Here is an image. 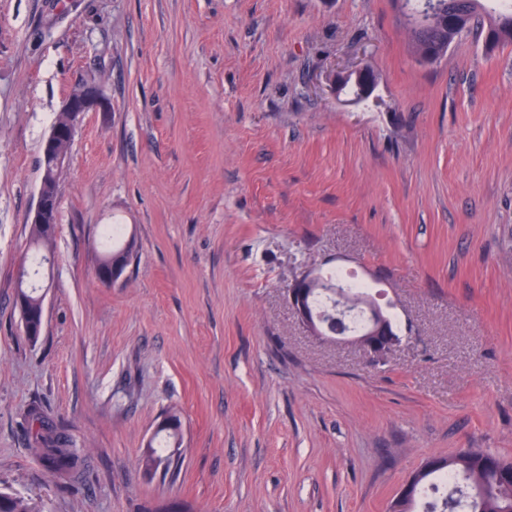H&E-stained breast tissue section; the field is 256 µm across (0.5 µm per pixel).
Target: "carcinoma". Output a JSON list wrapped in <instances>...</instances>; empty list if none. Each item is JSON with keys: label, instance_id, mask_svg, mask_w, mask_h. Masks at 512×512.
I'll return each mask as SVG.
<instances>
[{"label": "carcinoma", "instance_id": "cac0c4a2", "mask_svg": "<svg viewBox=\"0 0 512 512\" xmlns=\"http://www.w3.org/2000/svg\"><path fill=\"white\" fill-rule=\"evenodd\" d=\"M448 18L470 22L481 9L480 0H437ZM487 28L494 34L495 45L512 43V8H502L489 17ZM464 30L432 23L425 29L410 33L417 52L426 48L449 47ZM58 224L51 227L30 225V247L35 254L48 253L57 234ZM105 250L98 260L103 268L114 262H130L135 247L134 237H125L122 224H107L101 230ZM23 426L30 435L31 450L42 460L46 469L66 488L78 467L79 454L71 447L66 434L57 429L37 405L31 406L24 416ZM180 437L166 431L163 443L152 447L143 456L142 464L148 469L176 475L181 460ZM442 465L426 473L415 498L408 500L402 512H417V498L431 490L435 497L424 503L423 512H512V481L502 476V470L512 469V461L503 460L488 452L466 450L441 458ZM453 478L462 482L446 494H439L437 483ZM0 512H37L32 503L19 495L0 492Z\"/></svg>", "mask_w": 512, "mask_h": 512}]
</instances>
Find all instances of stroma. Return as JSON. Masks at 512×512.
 <instances>
[{
	"instance_id": "1",
	"label": "stroma",
	"mask_w": 512,
	"mask_h": 512,
	"mask_svg": "<svg viewBox=\"0 0 512 512\" xmlns=\"http://www.w3.org/2000/svg\"><path fill=\"white\" fill-rule=\"evenodd\" d=\"M377 76L359 101L336 85ZM83 82L37 342L16 272L42 145ZM105 224L135 235L114 284ZM358 273L379 364L288 301ZM40 405L80 453L60 489ZM173 481L140 458L167 410ZM512 460V44L413 58L399 0H0V490L38 512H391L431 457ZM324 277V276H323ZM320 274L314 271L305 272L291 288L288 289V299L296 314L302 322L310 329L311 332L319 336L336 337L338 340H346L352 344L358 345L364 353L372 360L377 362L385 357L400 341V336L392 329L388 317L383 313L381 308L372 300L360 297L352 298L348 304H358L368 310L369 325L367 329L360 335L352 336L346 324L341 319V315L336 316V336L332 332L330 326L323 328L319 318L314 313L312 307V299L314 288L319 282ZM326 283L322 284L323 288L317 289L318 294L322 293L321 289L339 286L340 289L353 290L356 288H342L336 283V277H324ZM343 322V323H341ZM40 309L31 314L25 311L20 302L18 303L21 314V328L24 336H41L45 323V295H41ZM22 425L30 435L31 450L42 460L46 469L67 488L73 472L78 467L79 454L71 441L59 431L37 405H32L24 416Z\"/></svg>"
}]
</instances>
